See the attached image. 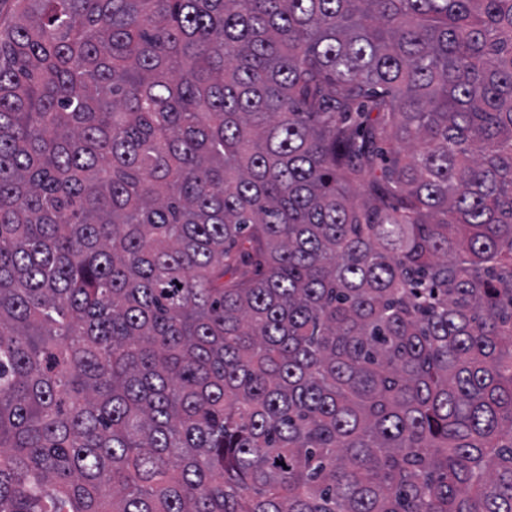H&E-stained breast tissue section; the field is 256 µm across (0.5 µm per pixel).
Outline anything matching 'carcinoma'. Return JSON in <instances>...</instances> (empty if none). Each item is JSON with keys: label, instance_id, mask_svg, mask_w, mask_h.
Instances as JSON below:
<instances>
[{"label": "carcinoma", "instance_id": "1", "mask_svg": "<svg viewBox=\"0 0 512 512\" xmlns=\"http://www.w3.org/2000/svg\"><path fill=\"white\" fill-rule=\"evenodd\" d=\"M0 512H512V0H14Z\"/></svg>", "mask_w": 512, "mask_h": 512}]
</instances>
